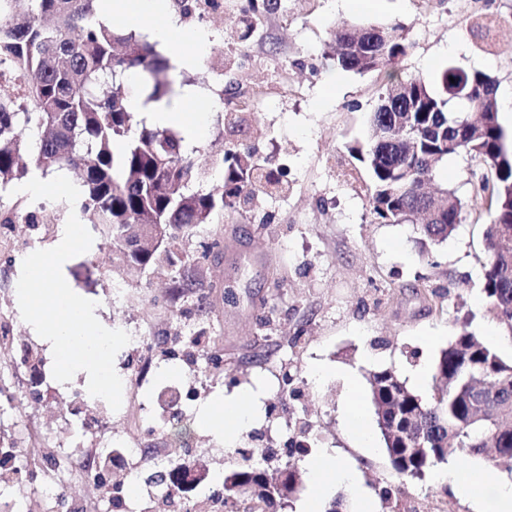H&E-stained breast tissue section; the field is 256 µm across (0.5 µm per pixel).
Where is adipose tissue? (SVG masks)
I'll return each mask as SVG.
<instances>
[{
	"label": "adipose tissue",
	"instance_id": "1",
	"mask_svg": "<svg viewBox=\"0 0 512 512\" xmlns=\"http://www.w3.org/2000/svg\"><path fill=\"white\" fill-rule=\"evenodd\" d=\"M102 19L122 22L129 27L150 26L154 42L162 47L167 57L181 70L198 66L199 47L207 41L203 30H192L173 18L165 0H99ZM132 111L147 113L152 125L180 130L189 140L200 139L206 133L212 99L209 93L196 87H187L168 102L148 103L143 96L130 98ZM260 405V394L243 392L216 400L202 410L197 426L223 441L225 447H234L237 431L252 423ZM311 492L300 506V512H322L323 494L330 486L351 482L352 474L337 467L330 453H322L308 466ZM434 478L449 484L459 497L474 502L483 498L487 476L475 468L463 469L454 465L435 470Z\"/></svg>",
	"mask_w": 512,
	"mask_h": 512
}]
</instances>
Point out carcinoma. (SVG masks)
I'll list each match as a JSON object with an SVG mask.
<instances>
[{
    "label": "carcinoma",
    "instance_id": "cac0c4a2",
    "mask_svg": "<svg viewBox=\"0 0 512 512\" xmlns=\"http://www.w3.org/2000/svg\"><path fill=\"white\" fill-rule=\"evenodd\" d=\"M98 0H0V66L20 79V97L0 98V192L29 174V165L48 172L63 167L81 175V210L101 227L114 260L144 272L167 269L175 288L192 295L204 284L191 269L180 243L224 207L244 204L261 190L277 186L271 171L262 174L254 159L227 150L198 162L183 152L169 129L139 125L128 106L123 78L140 76L145 102L168 101L171 82L163 78L167 60L135 32L120 33L97 18ZM500 24L475 16L468 32L484 34ZM333 58L344 71H386L389 81L369 119L366 144L351 148L370 174L366 187L371 213L386 222L421 220L423 240L443 242L461 220L464 200L443 188L432 210L423 208L426 185L436 165L466 153L491 175L472 182L473 194L495 204L485 231L483 292L488 311L512 337V152L499 122L496 80L483 72L448 67L437 92L423 75L402 80L394 67L408 49L405 28L396 22L334 28ZM484 122L475 147L465 146L469 113ZM36 130L31 149L20 139ZM213 168L219 182L195 190ZM205 322L186 340L185 361L204 370L221 368L217 340L201 344ZM433 376L444 387L424 397L400 373L385 368L369 373L371 403L385 454L400 478L419 480L448 458L481 456L499 449L512 461V361L467 327L441 349ZM240 461L224 472L219 495L250 488L260 510L278 512L299 489L296 469L279 471L273 482L262 461Z\"/></svg>",
    "mask_w": 512,
    "mask_h": 512
}]
</instances>
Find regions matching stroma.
I'll use <instances>...</instances> for the list:
<instances>
[{
	"mask_svg": "<svg viewBox=\"0 0 512 512\" xmlns=\"http://www.w3.org/2000/svg\"><path fill=\"white\" fill-rule=\"evenodd\" d=\"M223 13L206 26L210 43L198 68L168 69L173 86L199 87L219 96V108L204 137L184 152L195 159L229 148L249 151L264 170L279 175L286 192H266L249 204L225 208L181 244L198 260L206 286L204 302H172L169 275L124 269L112 249L95 237L90 250L71 258L63 275L77 294L98 303L97 318L107 328L133 336L192 335L205 319L221 339L223 371L198 376L194 399L181 404L188 452L178 460L208 468L215 485L234 457L223 443L204 446L195 430L199 412L213 399L262 388L270 411L249 425L261 448L281 447L309 421L317 449H331L337 463L355 475L339 485L347 501L366 493L373 512H476L450 486L431 478L403 481L382 448L357 447L344 420L351 396L370 407L368 374L393 367L404 377L431 369L440 350L460 327L484 338L504 358H512V337L488 312L483 288L486 258V203H471V182L485 168L467 154L449 156L435 170V185L450 187L468 205L446 241L421 245L412 223L391 224L371 213L349 172L356 161L349 149L364 142L371 112L386 81L379 72L357 74L329 66L327 52L336 25L399 22L409 50L401 73L436 79L454 66L473 71L485 62L496 79L498 97L512 94V0H254V13L241 15V0H223ZM501 19L498 54L480 51L466 30L470 16ZM250 33L239 40L241 21ZM249 101L252 120L234 127L224 119L240 101ZM15 198L0 196V323L8 335L30 336L16 293L19 261L56 239L70 207L36 200L35 223H6ZM220 239L219 257H202V243ZM328 367L322 380L314 364ZM161 357L139 356L124 346L114 361L124 382L143 377L136 397H123L119 410L100 424L113 437H141L142 405H154V390L172 385L186 391L188 369L175 364L161 375ZM19 372L0 358V435L19 446L89 447L93 437L65 403L79 396L78 380L47 379L50 406L30 401L16 407L12 397ZM392 488L382 503V488Z\"/></svg>",
	"mask_w": 512,
	"mask_h": 512,
	"instance_id": "obj_1",
	"label": "stroma"
}]
</instances>
